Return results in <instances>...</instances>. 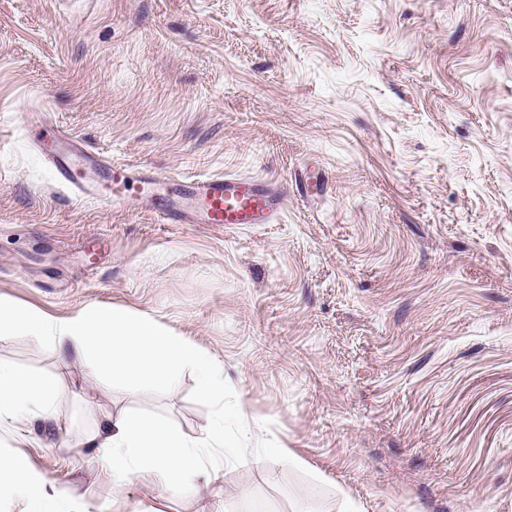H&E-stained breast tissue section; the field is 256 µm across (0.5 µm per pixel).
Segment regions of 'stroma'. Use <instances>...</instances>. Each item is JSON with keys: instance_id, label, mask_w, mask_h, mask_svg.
Returning <instances> with one entry per match:
<instances>
[{"instance_id": "obj_1", "label": "stroma", "mask_w": 512, "mask_h": 512, "mask_svg": "<svg viewBox=\"0 0 512 512\" xmlns=\"http://www.w3.org/2000/svg\"><path fill=\"white\" fill-rule=\"evenodd\" d=\"M165 175L281 183L276 224H160L57 185L26 124ZM0 301L207 351L148 392L0 340L52 418L0 455L65 512H512V0H0ZM128 414L251 438L179 495L86 439ZM283 449L271 465L268 449Z\"/></svg>"}]
</instances>
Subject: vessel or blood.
Masks as SVG:
<instances>
[{"label":"vessel or blood","instance_id":"obj_1","mask_svg":"<svg viewBox=\"0 0 512 512\" xmlns=\"http://www.w3.org/2000/svg\"><path fill=\"white\" fill-rule=\"evenodd\" d=\"M32 134L58 181L70 190L115 208L148 206L162 224H271L288 201L270 179L163 176L89 150L74 134L40 121Z\"/></svg>","mask_w":512,"mask_h":512}]
</instances>
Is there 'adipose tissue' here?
<instances>
[{
	"instance_id": "1",
	"label": "adipose tissue",
	"mask_w": 512,
	"mask_h": 512,
	"mask_svg": "<svg viewBox=\"0 0 512 512\" xmlns=\"http://www.w3.org/2000/svg\"><path fill=\"white\" fill-rule=\"evenodd\" d=\"M21 333L49 340L60 357H75L93 372L122 380L133 392L176 384L182 371L190 367L197 374L203 399L224 397V379L215 373L207 352L144 319L98 308L51 323L28 308L1 302L0 340ZM53 408V393L44 380L0 362V419L18 422L34 414L48 417ZM86 445L96 449L113 488L125 487L133 474L148 468L173 494L216 477V470L205 461L206 453L220 451L230 458L237 450L236 444L226 441L223 422H216L204 439L194 441L177 427L149 417L105 422ZM3 476L27 499L29 512H63L66 492L46 493L43 479L21 458L1 455Z\"/></svg>"
}]
</instances>
